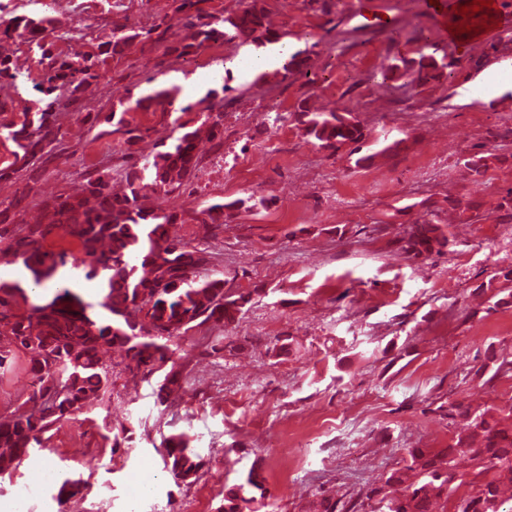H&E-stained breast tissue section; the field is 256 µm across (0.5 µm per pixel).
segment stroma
Masks as SVG:
<instances>
[{
	"label": "stroma",
	"instance_id": "35a3bbf8",
	"mask_svg": "<svg viewBox=\"0 0 512 512\" xmlns=\"http://www.w3.org/2000/svg\"><path fill=\"white\" fill-rule=\"evenodd\" d=\"M497 28L457 47L439 22L456 0H340L323 13L317 0H266L290 52H309V76L266 73L246 83L222 75L225 60L251 56L230 42L191 58L140 44L105 58V77L85 95L84 111L60 109L55 159L28 197L25 173L0 181L9 234L40 215L44 199L68 194L108 168L121 187L132 161L154 154L175 122L196 124L192 106L208 90L224 92V141L199 147L194 177L180 189L149 195L147 205L177 212L176 233L214 255L226 289L253 300L229 326L241 349L210 354L203 334L182 340L176 357L192 380L176 401L180 416L155 404L156 381L112 365V390L89 410L57 424L0 484V512H217L219 488L257 471L282 512H301L318 492L342 501L387 473L408 448H443L456 431L435 404L478 407L512 403V377L496 374L512 358V303L489 308L479 287L512 268V218L497 210L512 189V0H497ZM11 15H47L67 40L56 52L90 50L112 26L150 27L173 15L172 0H9ZM374 16L386 25L371 24ZM19 68L16 86L0 88L8 117L35 111L45 70L28 43L8 40ZM454 64L440 81L403 94L380 84L392 57L409 60L434 48ZM465 83L477 99L458 100ZM172 87L183 111L135 107L136 99ZM333 105L361 117L366 139L329 155L305 136L302 105ZM124 112L144 138L127 149L123 133L91 126L88 113ZM448 113L447 122L430 120ZM471 152L495 154L473 175L459 163ZM257 199L233 210L217 235L204 236L202 209ZM478 205L474 224L454 222L449 198ZM437 214L453 244L427 260L397 251L399 232ZM289 337L288 354L272 350ZM33 377L24 354L0 371V405L13 410ZM128 429L129 445L109 432ZM186 431L205 460L198 480L175 482L163 469L162 436ZM284 444L276 453L272 443ZM77 480L80 491L58 502L43 485L47 464Z\"/></svg>",
	"mask_w": 512,
	"mask_h": 512
}]
</instances>
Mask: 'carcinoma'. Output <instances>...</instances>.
<instances>
[{
  "mask_svg": "<svg viewBox=\"0 0 512 512\" xmlns=\"http://www.w3.org/2000/svg\"><path fill=\"white\" fill-rule=\"evenodd\" d=\"M204 0H174V14L195 28L192 41L174 39L171 25L163 21L149 28L125 24L112 27L110 40L99 53L73 52L61 56L46 34L51 19L46 16L12 17L13 38L36 47L47 61L42 80L35 85L43 106L23 113L19 124L3 122L16 146L12 163L0 168V179L26 171L39 157L52 159L57 141L56 112L80 103L88 86L102 77L100 56L122 52L143 41L163 48V55L185 58L212 43L238 39L243 44L264 46L279 40L270 24L262 0H241L233 15L212 18L201 7ZM453 60L444 55L420 54L410 62L393 58L382 73L385 81H403L416 87L435 81ZM309 57L297 52L282 64V77L308 75ZM17 68L13 58L0 52V85H13ZM199 124L178 125L171 143L145 159L142 167L130 165L125 172L123 193L112 192V175L99 172L85 178L80 188L66 196L43 201L46 224H27L10 237L7 250L29 270L33 287L42 288L59 270L70 265L84 278L99 280L100 294L94 302H83L68 288L51 301L34 303L16 283L0 280V369L10 355H27L34 389L13 411L0 415V476L42 444L53 426L92 406L111 385V371L102 355L120 356V364L131 373L158 375L155 404L167 406L171 393L185 388L188 375L177 366L175 339L206 326L225 328L252 301L244 294L224 291V279L202 277L199 269L210 263L212 253L192 247L171 235L180 223L179 214L144 203L147 192L168 194L183 186L199 164L197 146L205 138L216 144L224 139V97L213 89L197 104ZM341 109L302 112L304 133L321 149L331 153L342 145L365 138V127L356 119L344 122ZM246 200L213 204L201 212L205 232L213 235L224 224V211L245 206ZM462 223L479 218L476 208L460 200L448 201ZM73 239L84 258H69L64 251H48L43 241L53 231ZM450 244L440 225L423 221L412 225L397 239L398 252L409 259L440 255ZM493 307L512 302L511 288L488 282ZM446 417L462 416L467 423L455 432L446 448H409L379 485L365 488L359 503L340 504L320 494L306 512H506V492L512 490V405L471 409L459 403L440 405ZM184 432L163 437L164 468L174 479L191 483L203 467V458L190 446ZM472 462L470 479L456 469V460ZM462 494H457L461 487ZM255 472L244 483L224 493L218 512H255L253 504L265 508V493Z\"/></svg>",
  "mask_w": 512,
  "mask_h": 512,
  "instance_id": "carcinoma-1",
  "label": "carcinoma"
}]
</instances>
